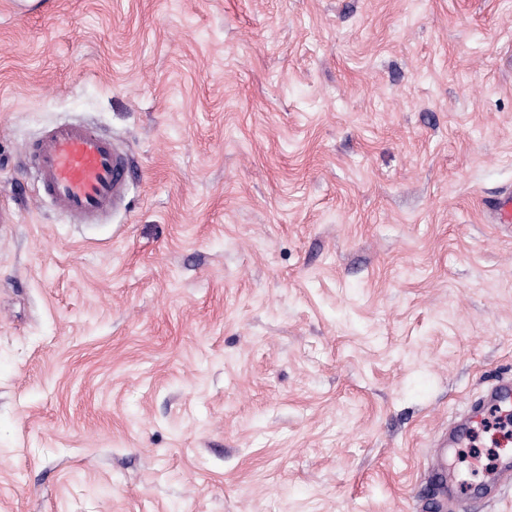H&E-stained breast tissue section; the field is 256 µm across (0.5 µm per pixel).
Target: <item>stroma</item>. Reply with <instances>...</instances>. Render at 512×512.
I'll return each instance as SVG.
<instances>
[{
  "mask_svg": "<svg viewBox=\"0 0 512 512\" xmlns=\"http://www.w3.org/2000/svg\"><path fill=\"white\" fill-rule=\"evenodd\" d=\"M92 124L73 224L33 139ZM512 0H0V512H426L512 378ZM42 196L75 224H100L125 195L129 161L96 128L66 123L27 148ZM494 224H512V189L502 193L488 204ZM485 399L478 402L472 416L456 424L452 430V444L461 446L471 436L473 426L480 423L485 409L495 406L498 410L511 413L512 409V379L501 380L486 393ZM452 478L448 473V480L446 479V467L441 461L431 468L430 474L427 478V499L432 500L435 497L438 502H448V496L451 493Z\"/></svg>",
  "mask_w": 512,
  "mask_h": 512,
  "instance_id": "stroma-1",
  "label": "stroma"
}]
</instances>
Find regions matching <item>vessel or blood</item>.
<instances>
[{"mask_svg":"<svg viewBox=\"0 0 512 512\" xmlns=\"http://www.w3.org/2000/svg\"><path fill=\"white\" fill-rule=\"evenodd\" d=\"M29 166L37 174L42 196L76 224H98L106 220L125 195L130 166L124 154L86 123H66L45 131L27 148ZM495 223L512 224V189L488 205ZM512 411V379L499 381L477 404V410L452 430V442L468 440L482 413L490 407ZM429 497L446 501L451 482L443 463H436L427 478Z\"/></svg>","mask_w":512,"mask_h":512,"instance_id":"b4317fda","label":"vessel or blood"}]
</instances>
